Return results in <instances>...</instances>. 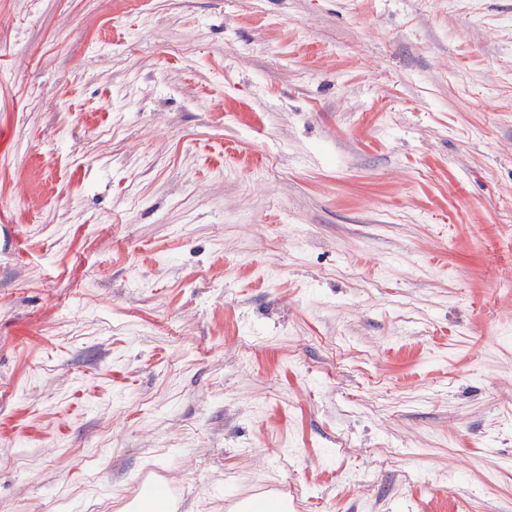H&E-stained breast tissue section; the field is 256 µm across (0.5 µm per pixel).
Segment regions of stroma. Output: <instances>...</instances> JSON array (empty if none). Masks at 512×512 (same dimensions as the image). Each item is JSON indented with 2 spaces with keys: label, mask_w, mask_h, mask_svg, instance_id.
I'll use <instances>...</instances> for the list:
<instances>
[{
  "label": "stroma",
  "mask_w": 512,
  "mask_h": 512,
  "mask_svg": "<svg viewBox=\"0 0 512 512\" xmlns=\"http://www.w3.org/2000/svg\"><path fill=\"white\" fill-rule=\"evenodd\" d=\"M512 512V0H0V512Z\"/></svg>",
  "instance_id": "stroma-1"
}]
</instances>
